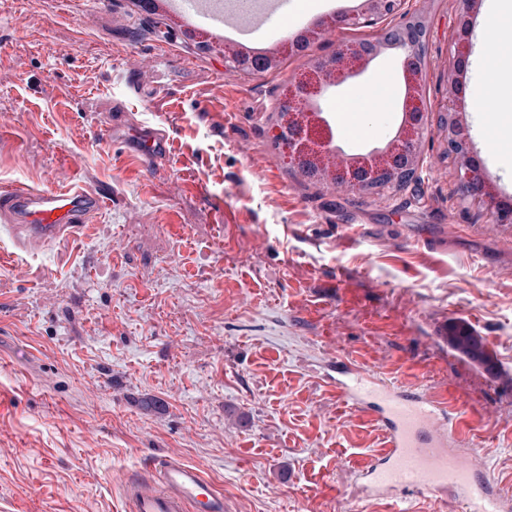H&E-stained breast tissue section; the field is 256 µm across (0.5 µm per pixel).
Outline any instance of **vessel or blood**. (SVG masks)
Wrapping results in <instances>:
<instances>
[{
    "instance_id": "obj_1",
    "label": "vessel or blood",
    "mask_w": 512,
    "mask_h": 512,
    "mask_svg": "<svg viewBox=\"0 0 512 512\" xmlns=\"http://www.w3.org/2000/svg\"><path fill=\"white\" fill-rule=\"evenodd\" d=\"M176 0L188 22L224 28L235 22L244 35L270 32L296 12L292 0ZM94 189L37 190L18 187L0 195V221L28 239L50 241L80 228L97 212ZM337 393L373 418L383 432L379 453L360 464L371 497L384 500L428 492L450 497L461 512H512V496L486 473L466 442L479 408H463L455 392L429 391L387 382L376 372L340 360ZM132 512H225L224 495L200 470L179 460H158L150 476L128 488Z\"/></svg>"
}]
</instances>
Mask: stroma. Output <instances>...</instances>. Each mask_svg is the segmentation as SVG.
I'll list each match as a JSON object with an SVG mask.
<instances>
[{
    "instance_id": "1",
    "label": "stroma",
    "mask_w": 512,
    "mask_h": 512,
    "mask_svg": "<svg viewBox=\"0 0 512 512\" xmlns=\"http://www.w3.org/2000/svg\"><path fill=\"white\" fill-rule=\"evenodd\" d=\"M306 2L255 41L278 67L246 75L132 0H0V191L104 196L49 243L0 222V512H129V480L157 457L196 466L227 512H456L362 498L357 466L383 436L325 377L339 356L482 407L469 445L512 493V223L463 196L441 122L453 106L479 139L481 78L452 62L482 0H410L429 28L423 170L367 194L301 177L276 138L287 87L378 33L319 28L353 0ZM301 30L309 48L289 53ZM385 72L401 79L398 56L329 93L334 130L349 121L338 97ZM403 93L342 147L383 145ZM150 130L165 153L137 157ZM452 322L482 336L496 382L450 355Z\"/></svg>"
}]
</instances>
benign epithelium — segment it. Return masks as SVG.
<instances>
[{"label":"benign epithelium","mask_w":512,"mask_h":512,"mask_svg":"<svg viewBox=\"0 0 512 512\" xmlns=\"http://www.w3.org/2000/svg\"><path fill=\"white\" fill-rule=\"evenodd\" d=\"M356 9L336 15V26H371L399 16L373 40L347 44L334 54L316 59L309 70L287 89L288 110H279L277 139L287 147L293 168L304 178L349 186L362 193L396 187L422 168L420 142L427 127L422 78L427 45L423 14L407 7L409 0H357ZM384 52L402 60L405 94L402 118L392 137L367 153L345 152L336 142L324 116V101L331 88L361 74ZM253 56L244 50L224 52V67L252 73ZM448 153L460 160L458 178L465 196L483 203L496 222L512 223V204L496 199L472 154L468 130L455 118H443Z\"/></svg>","instance_id":"7a95c632"}]
</instances>
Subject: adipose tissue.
<instances>
[{
	"label": "adipose tissue",
	"instance_id": "1",
	"mask_svg": "<svg viewBox=\"0 0 512 512\" xmlns=\"http://www.w3.org/2000/svg\"><path fill=\"white\" fill-rule=\"evenodd\" d=\"M478 35L488 44L479 59V68L482 75L492 78L490 85L484 87L476 98L481 130L486 133L500 118L501 104L512 105V0H486L485 21ZM394 89L393 78L381 76L368 89L351 90L337 101L336 109L356 113L357 128L360 132H367L369 113L377 111L379 104L389 99Z\"/></svg>",
	"mask_w": 512,
	"mask_h": 512
}]
</instances>
